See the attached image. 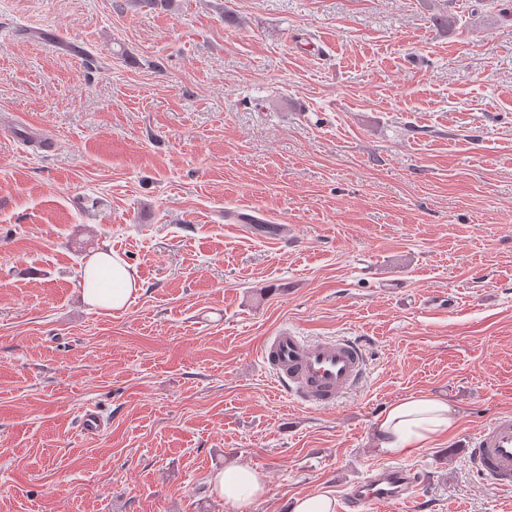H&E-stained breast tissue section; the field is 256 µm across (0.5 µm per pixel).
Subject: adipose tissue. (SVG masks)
<instances>
[{"mask_svg":"<svg viewBox=\"0 0 512 512\" xmlns=\"http://www.w3.org/2000/svg\"><path fill=\"white\" fill-rule=\"evenodd\" d=\"M129 264L112 252H98L83 270V299L92 307L118 311L141 291ZM458 425L455 410L437 397H407L390 405L378 420L374 433L377 448L406 453L453 433ZM212 484L225 503L243 512L266 492L262 475L248 465H233L216 473Z\"/></svg>","mask_w":512,"mask_h":512,"instance_id":"obj_1","label":"adipose tissue"}]
</instances>
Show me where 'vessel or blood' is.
Segmentation results:
<instances>
[{"mask_svg":"<svg viewBox=\"0 0 512 512\" xmlns=\"http://www.w3.org/2000/svg\"><path fill=\"white\" fill-rule=\"evenodd\" d=\"M263 364L278 387L300 406L331 408L356 390L367 375L363 347L350 338L311 339L293 329L269 337L260 350ZM473 471L488 485L512 493V411H503L481 425L466 450ZM422 494L418 476L397 467L372 469L347 493L351 512L368 504L415 499Z\"/></svg>","mask_w":512,"mask_h":512,"instance_id":"b4317fda","label":"vessel or blood"}]
</instances>
